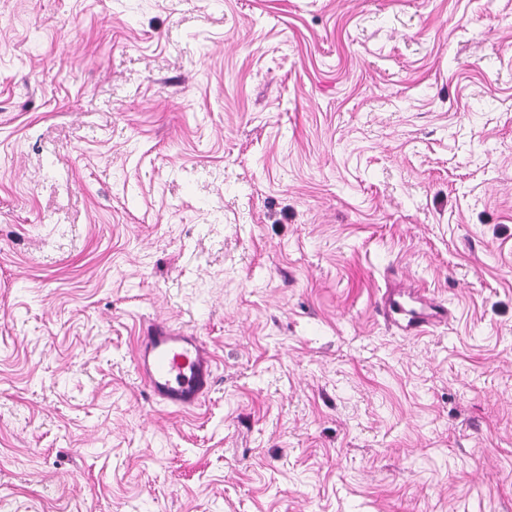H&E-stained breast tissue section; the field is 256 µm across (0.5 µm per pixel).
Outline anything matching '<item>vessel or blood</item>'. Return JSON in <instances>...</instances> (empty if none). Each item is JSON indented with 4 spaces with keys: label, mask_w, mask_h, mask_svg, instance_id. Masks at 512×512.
Returning <instances> with one entry per match:
<instances>
[{
    "label": "vessel or blood",
    "mask_w": 512,
    "mask_h": 512,
    "mask_svg": "<svg viewBox=\"0 0 512 512\" xmlns=\"http://www.w3.org/2000/svg\"><path fill=\"white\" fill-rule=\"evenodd\" d=\"M134 362L151 397L179 410L201 405L215 383L214 359L202 340L166 326L138 338Z\"/></svg>",
    "instance_id": "b4317fda"
}]
</instances>
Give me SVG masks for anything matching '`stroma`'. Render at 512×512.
Here are the masks:
<instances>
[{"label":"stroma","instance_id":"35a3bbf8","mask_svg":"<svg viewBox=\"0 0 512 512\" xmlns=\"http://www.w3.org/2000/svg\"><path fill=\"white\" fill-rule=\"evenodd\" d=\"M0 512H512V0H0ZM135 367L151 397L178 410H190L210 394L214 359L198 336L153 325L139 336Z\"/></svg>","mask_w":512,"mask_h":512}]
</instances>
